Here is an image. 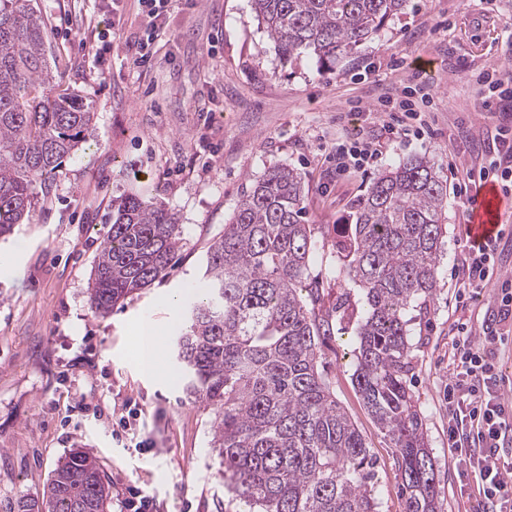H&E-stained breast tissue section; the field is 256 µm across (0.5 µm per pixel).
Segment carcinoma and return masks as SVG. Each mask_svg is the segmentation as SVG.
I'll return each mask as SVG.
<instances>
[{
  "label": "carcinoma",
  "mask_w": 512,
  "mask_h": 512,
  "mask_svg": "<svg viewBox=\"0 0 512 512\" xmlns=\"http://www.w3.org/2000/svg\"><path fill=\"white\" fill-rule=\"evenodd\" d=\"M408 0H252L290 61L330 68L377 33ZM48 35L29 0H0V237L29 219L33 188L77 152L93 129L92 104L47 92ZM304 177L269 168L243 194L206 252L200 281L182 289L173 368L187 394L216 407L213 446L231 493L255 512H380L374 460L320 371L336 324L355 325L352 380L395 448L402 512H441L436 462L408 380V312L425 313L438 287L448 190L433 163L410 157L380 173L341 225L339 273L352 283L328 305L307 283L313 228ZM180 242L177 219L137 194L112 201V225L93 267L89 301L108 314L162 278ZM356 291L364 302L351 304ZM18 512H110L96 460L61 461L42 499Z\"/></svg>",
  "instance_id": "1"
}]
</instances>
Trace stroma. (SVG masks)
<instances>
[{
    "mask_svg": "<svg viewBox=\"0 0 512 512\" xmlns=\"http://www.w3.org/2000/svg\"><path fill=\"white\" fill-rule=\"evenodd\" d=\"M49 33L55 92L93 105L95 128L74 156L35 187L29 223L0 239V512L41 497L74 449L98 461L111 512L138 491L155 512H245L224 483L212 448L213 406L171 376L144 373L133 338L144 322L164 339L181 310L165 301L201 279L209 245L224 232L253 180L274 165L298 169L315 250L306 277L335 299L346 288L334 242L354 203L387 167L410 156L435 164L448 185V245L428 315L409 325L418 346L411 388L437 462L442 512H479L473 477L448 446L450 332H480L493 288L457 301L466 243L468 181L489 150L504 106L479 77L512 74V0H409L332 68L304 55L286 63L254 17L251 0H169L152 31L138 0H30ZM151 35V61L133 66L135 41ZM111 47L96 52L100 41ZM433 59L418 74L415 64ZM426 83L431 133L387 145L385 99ZM364 138L381 156L370 169L336 168V143ZM165 202L181 226L165 276L106 315L91 311L89 283L112 201L127 194ZM347 336L327 339L322 370L375 461L382 512H402L393 450L352 382Z\"/></svg>",
    "mask_w": 512,
    "mask_h": 512,
    "instance_id": "obj_1",
    "label": "stroma"
}]
</instances>
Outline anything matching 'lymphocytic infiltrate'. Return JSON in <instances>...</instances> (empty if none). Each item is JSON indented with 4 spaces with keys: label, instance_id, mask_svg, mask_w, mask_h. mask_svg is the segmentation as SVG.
I'll return each instance as SVG.
<instances>
[{
    "label": "lymphocytic infiltrate",
    "instance_id": "obj_1",
    "mask_svg": "<svg viewBox=\"0 0 512 512\" xmlns=\"http://www.w3.org/2000/svg\"><path fill=\"white\" fill-rule=\"evenodd\" d=\"M499 146L478 171L492 178L503 194H512V126L499 127ZM498 244H467L459 290L497 287V307L482 327V343H474L466 325H458L451 344L448 377V446L463 456L484 502L485 512H512V455L503 454L512 438V408L504 401L499 377L489 360L499 337L497 321L512 318V278H501L496 264Z\"/></svg>",
    "mask_w": 512,
    "mask_h": 512
}]
</instances>
